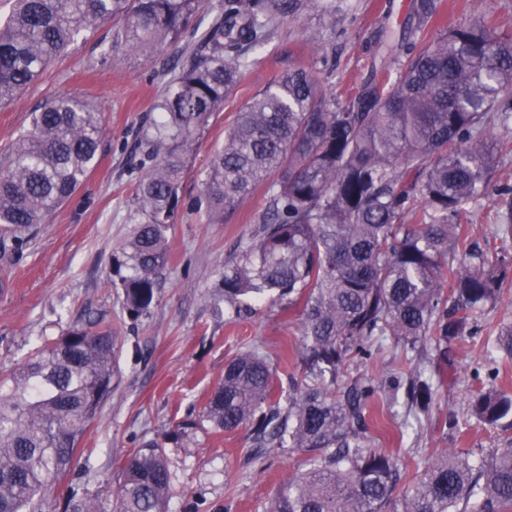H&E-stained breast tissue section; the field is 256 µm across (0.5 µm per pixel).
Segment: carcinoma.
<instances>
[{"mask_svg": "<svg viewBox=\"0 0 512 512\" xmlns=\"http://www.w3.org/2000/svg\"><path fill=\"white\" fill-rule=\"evenodd\" d=\"M313 0H220L209 28L175 60L166 91L135 146L144 155L133 199L140 220L113 257L132 319L156 301L168 265V231L181 206L184 156L236 86L245 51L265 42L276 21ZM201 0H16L0 26V103L31 85L84 31L120 25L131 49L175 45L195 33ZM440 0H413L407 21L379 32L396 68L384 66L343 105L303 69L278 76L237 112L215 154L197 209L219 219L254 185L267 188L260 235L224 268V303L272 297L298 310L306 375L277 386L257 350L224 367L199 419L124 463L113 512H167L173 473L164 444L208 424L249 429L254 454L289 448L309 468L288 479L265 512H512V448L473 464L460 449L435 456L402 497L399 460L372 447L366 410L371 378L341 380L394 337L404 353L478 335L475 314L512 281V263L468 242L467 213L498 163L493 129L512 127V37L480 21L461 23L430 43L418 37ZM102 144L99 112L56 98L0 160V246L20 258L36 225L69 201ZM492 237L512 238V186ZM411 212L415 222L402 224ZM480 367L488 382L470 416L495 427L512 415V395L494 384L495 353L512 358V324L500 327ZM112 326H73L0 378V512H37L36 499L66 479L86 453V427L112 390ZM436 370L410 368L406 397L416 424L429 415ZM63 512H105L101 500L71 490Z\"/></svg>", "mask_w": 512, "mask_h": 512, "instance_id": "cac0c4a2", "label": "carcinoma"}]
</instances>
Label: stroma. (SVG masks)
<instances>
[{
    "mask_svg": "<svg viewBox=\"0 0 512 512\" xmlns=\"http://www.w3.org/2000/svg\"><path fill=\"white\" fill-rule=\"evenodd\" d=\"M402 0H336V14L323 19L319 8L278 20L259 50L248 53L236 88L197 135L182 182L185 201L168 232L170 261L155 304L131 320L111 258L134 223V178L128 172L137 131L164 93L175 46L133 52L115 42L116 29L100 26L81 34L27 89L0 104V152L30 129L37 108L56 97L86 99L101 111L103 141L95 166L74 197L37 225L21 259L0 254V377L9 374L44 341L73 325L109 323L118 339L112 390L97 420L84 433L90 462H77L68 481L44 499L40 512H61L71 486L111 503L117 474L135 450L161 439L177 421L200 414L224 366L239 354L260 349L277 368L278 380L304 379L302 336L297 311L286 302L264 299L251 313L231 318L221 296L224 266L241 243L253 240L265 209L266 189L258 187L220 222L193 209L206 170L224 145L226 129L239 109L289 67L322 81L337 103H345L378 61L375 33L397 24ZM481 19L496 33H512V0H445L426 31L434 38L466 19ZM112 63L100 65L103 47ZM504 169L488 177L489 188L472 204L469 232L476 241L491 237L498 220L494 189ZM481 345L457 341L450 352L453 378L442 379L432 411L420 428L404 427V402H390L383 390L406 368L402 346L387 339L364 363H351L348 376L375 379L380 388L366 411L375 447L404 465L396 487L404 493L440 448H468L473 460L491 449L512 447V419L494 428L476 425L444 432L442 419L466 418L469 397L478 389L472 366ZM174 474L168 512H263L284 482L305 468L296 451L253 456L247 430L218 435L198 429L179 445L165 448Z\"/></svg>",
    "mask_w": 512,
    "mask_h": 512,
    "instance_id": "stroma-1",
    "label": "stroma"
}]
</instances>
